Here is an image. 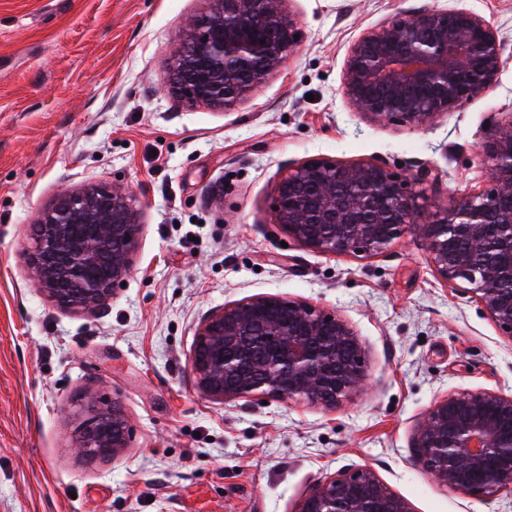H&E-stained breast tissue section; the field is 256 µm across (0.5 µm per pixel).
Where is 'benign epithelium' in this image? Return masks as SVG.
<instances>
[{
  "instance_id": "1",
  "label": "benign epithelium",
  "mask_w": 512,
  "mask_h": 512,
  "mask_svg": "<svg viewBox=\"0 0 512 512\" xmlns=\"http://www.w3.org/2000/svg\"><path fill=\"white\" fill-rule=\"evenodd\" d=\"M186 38L171 85L190 103L229 107L297 46L285 0H212ZM504 44L482 17L422 7L363 33L347 53L345 95L376 122L419 128L490 88ZM489 187L417 220V176L375 162L325 157L289 168L276 188V215L298 244L321 254L373 257L419 232L438 275L463 282L512 338V119L482 148ZM142 206L136 194L92 187L64 192L46 210L25 255L36 285L65 308L95 312L131 269ZM197 387L230 402L254 394L336 409L367 376L365 352L348 323L317 305L256 296L212 311L190 359ZM121 406L88 410L78 445L91 456L127 448ZM416 461L443 486L490 500L512 494V395L462 389L436 400L413 436ZM297 512H412L368 468L314 483Z\"/></svg>"
}]
</instances>
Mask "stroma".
<instances>
[{
	"label": "stroma",
	"mask_w": 512,
	"mask_h": 512,
	"mask_svg": "<svg viewBox=\"0 0 512 512\" xmlns=\"http://www.w3.org/2000/svg\"><path fill=\"white\" fill-rule=\"evenodd\" d=\"M211 0H0V512H296L308 488L368 467L413 512H512L439 485L412 438L460 389L512 394V338L444 282L408 233L378 256L320 254L276 222L285 168L315 157L418 175L429 215L488 185V127L512 118V0H286L301 36L234 106L182 105L169 73ZM466 8L505 45L495 85L411 129L354 112L350 45L420 7ZM90 185L143 203L125 284L88 314L29 277L31 229ZM255 296L347 321L365 382L333 411L257 394L210 399L190 370L199 323ZM119 403L118 456L77 446L87 402Z\"/></svg>",
	"instance_id": "obj_1"
}]
</instances>
